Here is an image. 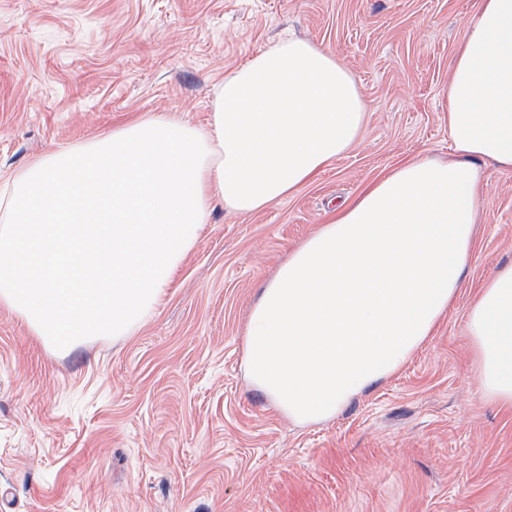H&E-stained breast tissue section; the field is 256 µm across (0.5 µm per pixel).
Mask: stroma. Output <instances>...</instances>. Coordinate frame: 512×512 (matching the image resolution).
<instances>
[{
  "mask_svg": "<svg viewBox=\"0 0 512 512\" xmlns=\"http://www.w3.org/2000/svg\"><path fill=\"white\" fill-rule=\"evenodd\" d=\"M480 0H0V172L156 112L206 127L225 74L291 33L358 78L363 136L248 216L215 206L154 317L58 351L0 306V512H512V410L469 306L512 262V170L487 186L458 298L391 377L297 425L246 379L249 311L290 250L386 169L452 152L440 91Z\"/></svg>",
  "mask_w": 512,
  "mask_h": 512,
  "instance_id": "35a3bbf8",
  "label": "stroma"
}]
</instances>
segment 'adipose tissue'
Returning <instances> with one entry per match:
<instances>
[{
    "instance_id": "adipose-tissue-1",
    "label": "adipose tissue",
    "mask_w": 512,
    "mask_h": 512,
    "mask_svg": "<svg viewBox=\"0 0 512 512\" xmlns=\"http://www.w3.org/2000/svg\"><path fill=\"white\" fill-rule=\"evenodd\" d=\"M454 154L389 168L295 247L262 288L247 379L298 424L396 373L454 305L486 184L512 169V0H481L441 91ZM207 127L162 112L61 148L0 182V305L66 350L138 331L216 205L248 215L361 138L367 103L329 49L286 36L227 73ZM483 395L512 408V265L472 302Z\"/></svg>"
}]
</instances>
